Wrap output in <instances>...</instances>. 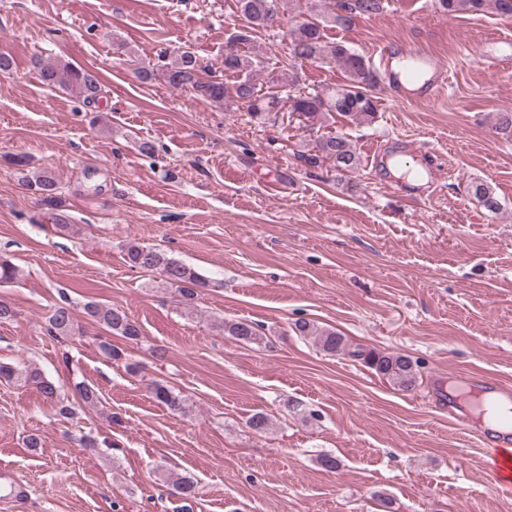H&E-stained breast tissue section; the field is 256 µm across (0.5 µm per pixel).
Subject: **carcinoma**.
<instances>
[{
  "instance_id": "carcinoma-1",
  "label": "carcinoma",
  "mask_w": 512,
  "mask_h": 512,
  "mask_svg": "<svg viewBox=\"0 0 512 512\" xmlns=\"http://www.w3.org/2000/svg\"><path fill=\"white\" fill-rule=\"evenodd\" d=\"M385 0H337L336 8L299 21L289 30L290 64L296 68L305 62L334 63L345 75V84L337 87L314 89L302 93L296 89L299 82L297 73L288 75V87L293 92L287 95L288 111L299 114L306 120H326L331 114L346 117L356 124H368L375 119L377 112L375 96L371 94L377 80L370 63L364 57L342 42L327 40L326 29L345 28L355 17H371L382 12ZM446 13H478L486 10L512 15V0H438ZM241 15L247 26L235 32L224 49V71L238 76L234 91L224 84V79L209 72L202 65L194 51L189 48L179 50L163 65L161 77L171 88L190 92L212 104L224 106L229 102L245 109L253 117L266 112L281 110L282 97L278 91H262L256 76L265 68V58L256 47L240 49L252 44L254 34L267 29L279 9V0H237ZM38 79L54 88L61 89L81 99L91 106L99 103L104 90L97 75L86 69L75 67L60 58L45 60L39 56L32 60ZM305 163L317 166L323 159L333 161L339 173L357 170L360 158L351 140L343 135L331 133L316 144V153L303 156ZM9 163L16 169L19 184L38 196L41 203L52 210V221L61 234L75 232L65 212L66 201L62 197L60 183L48 169L31 166L26 155L15 154ZM124 260L134 269L155 273L163 284L174 289L181 297V303L190 305L198 296V290L205 287L206 281L193 268L168 256L164 251L144 246L137 241L124 245ZM87 313L101 325L109 335L120 338L129 344L142 342V330L127 312L117 306L90 302ZM217 328L237 341L251 344L261 340V333L251 322L245 320H223ZM75 323L70 302L61 298L47 319L46 331L51 336L74 335ZM294 332L299 336H311L321 349L331 355L343 354L348 349L344 336L333 329L320 327L309 320L294 324ZM352 356L361 357L379 375L391 383L409 389L415 385L416 372L413 361L400 354L360 350ZM22 382L36 387L48 400L59 404V414L64 417L76 415L75 407L60 399L59 388L40 369L27 365L20 368L11 363H0V381ZM76 394L85 406L92 407L99 402L95 388L78 382L74 385ZM153 397L172 411L184 409V399L168 385L155 381L151 387ZM177 494L191 498L196 493V482L189 476L172 479Z\"/></svg>"
}]
</instances>
